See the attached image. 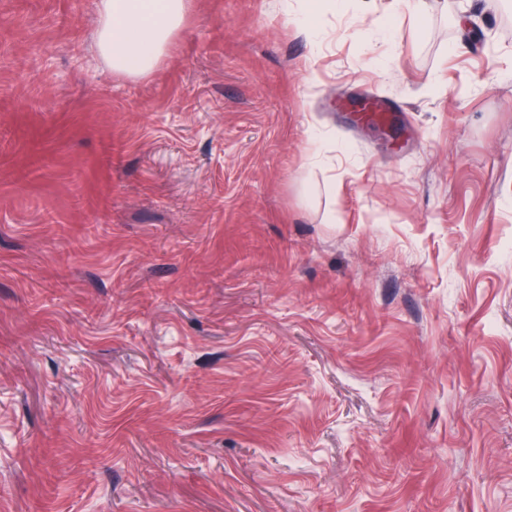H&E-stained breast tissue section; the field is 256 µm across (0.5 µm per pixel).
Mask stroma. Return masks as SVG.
<instances>
[{
  "label": "stroma",
  "mask_w": 512,
  "mask_h": 512,
  "mask_svg": "<svg viewBox=\"0 0 512 512\" xmlns=\"http://www.w3.org/2000/svg\"><path fill=\"white\" fill-rule=\"evenodd\" d=\"M306 5L0 0V512H512V0ZM189 0H99L97 47L112 71H154L184 27Z\"/></svg>",
  "instance_id": "stroma-1"
}]
</instances>
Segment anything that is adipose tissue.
<instances>
[{
  "label": "adipose tissue",
  "instance_id": "obj_1",
  "mask_svg": "<svg viewBox=\"0 0 512 512\" xmlns=\"http://www.w3.org/2000/svg\"><path fill=\"white\" fill-rule=\"evenodd\" d=\"M189 0H99L97 47L113 72L154 71L184 27Z\"/></svg>",
  "mask_w": 512,
  "mask_h": 512
}]
</instances>
